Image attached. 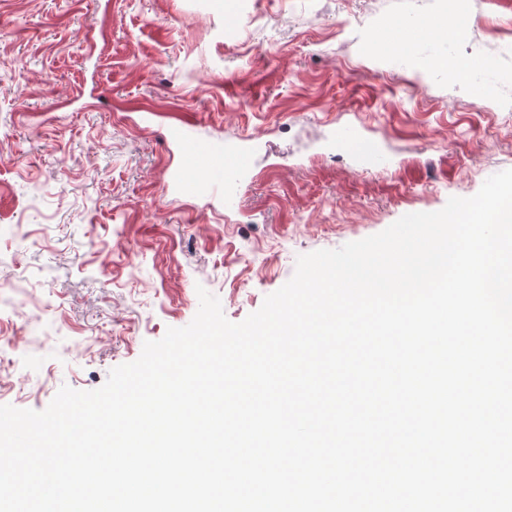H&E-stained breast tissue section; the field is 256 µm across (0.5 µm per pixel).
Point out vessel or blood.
<instances>
[{
	"instance_id": "vessel-or-blood-1",
	"label": "vessel or blood",
	"mask_w": 512,
	"mask_h": 512,
	"mask_svg": "<svg viewBox=\"0 0 512 512\" xmlns=\"http://www.w3.org/2000/svg\"><path fill=\"white\" fill-rule=\"evenodd\" d=\"M401 32L430 45L442 42L437 30L418 21L403 24ZM167 137L181 156L171 183L173 191L190 199L204 196L223 203L225 208H234L250 174L253 145L203 135L196 119L188 113L168 125ZM331 146L351 153L364 166L371 167L382 160L379 147L352 125L335 130Z\"/></svg>"
}]
</instances>
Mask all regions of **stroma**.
<instances>
[{
  "instance_id": "1",
  "label": "stroma",
  "mask_w": 512,
  "mask_h": 512,
  "mask_svg": "<svg viewBox=\"0 0 512 512\" xmlns=\"http://www.w3.org/2000/svg\"><path fill=\"white\" fill-rule=\"evenodd\" d=\"M452 57L512 48V0H468ZM432 0H0V339L5 404L44 410L101 387L145 341L188 325L198 288L243 321L298 256L435 212L512 169V83L477 100L439 65L390 55L389 18ZM261 150L234 209L177 195L164 134ZM352 123L391 159L330 152Z\"/></svg>"
}]
</instances>
